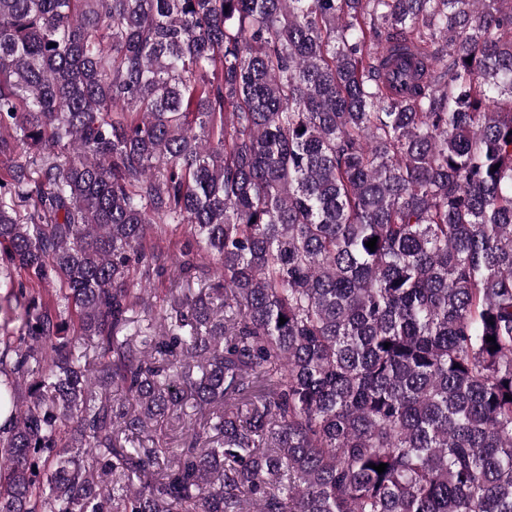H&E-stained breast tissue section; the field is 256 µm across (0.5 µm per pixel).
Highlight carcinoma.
Masks as SVG:
<instances>
[{"mask_svg": "<svg viewBox=\"0 0 512 512\" xmlns=\"http://www.w3.org/2000/svg\"><path fill=\"white\" fill-rule=\"evenodd\" d=\"M0 158V512H512V0H0ZM188 238L183 233H176L166 237L153 236L148 238L145 243L146 250L149 252H162L166 259L165 271L159 277H155L150 283L143 284L141 294L146 301L159 308L165 304L171 291L180 288L181 280L176 268V262L181 252L185 249ZM180 281V283H179Z\"/></svg>", "mask_w": 512, "mask_h": 512, "instance_id": "1", "label": "carcinoma"}]
</instances>
